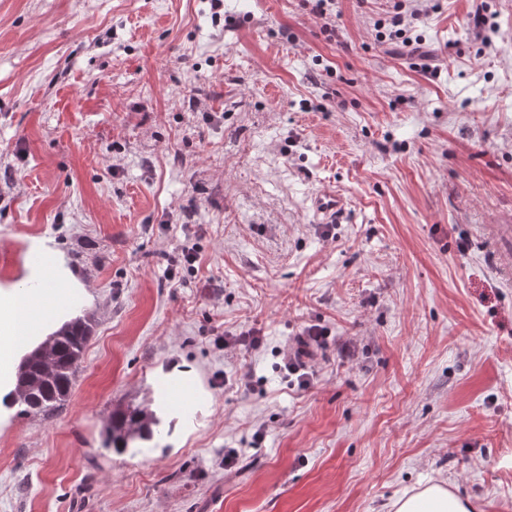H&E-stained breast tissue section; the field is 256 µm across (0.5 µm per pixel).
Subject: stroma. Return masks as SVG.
<instances>
[{"label":"stroma","instance_id":"1","mask_svg":"<svg viewBox=\"0 0 512 512\" xmlns=\"http://www.w3.org/2000/svg\"><path fill=\"white\" fill-rule=\"evenodd\" d=\"M396 2L336 0L331 37L302 0L217 23L210 0H0V286L47 241L98 319L62 409L0 415V512H391L431 480L512 512V286L486 241L512 213V0H485L487 45L472 0H421L417 52L381 25ZM185 234L199 272L173 288ZM307 325L300 392L282 353ZM252 328L251 356L213 344ZM146 402L153 440L103 449ZM314 207L325 224H339L346 215L347 201L336 186H328L316 194ZM161 423L156 411L139 405H126L112 410L104 430L103 448L125 454L140 442L154 436V427Z\"/></svg>","mask_w":512,"mask_h":512}]
</instances>
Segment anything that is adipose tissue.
Segmentation results:
<instances>
[{
	"instance_id": "ef3b65f1",
	"label": "adipose tissue",
	"mask_w": 512,
	"mask_h": 512,
	"mask_svg": "<svg viewBox=\"0 0 512 512\" xmlns=\"http://www.w3.org/2000/svg\"><path fill=\"white\" fill-rule=\"evenodd\" d=\"M82 287L64 258L40 243L33 247L22 286L0 289V398L13 391L20 359L72 317L67 289ZM392 509L393 512H473L474 505L446 484L433 482L397 497Z\"/></svg>"
}]
</instances>
